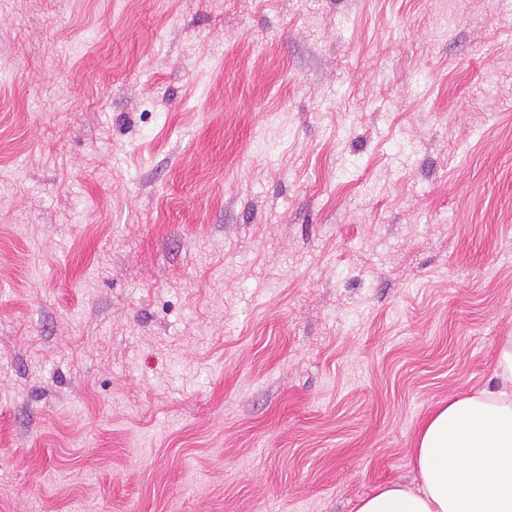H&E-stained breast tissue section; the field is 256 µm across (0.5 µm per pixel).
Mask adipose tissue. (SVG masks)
I'll return each mask as SVG.
<instances>
[{
  "mask_svg": "<svg viewBox=\"0 0 512 512\" xmlns=\"http://www.w3.org/2000/svg\"><path fill=\"white\" fill-rule=\"evenodd\" d=\"M415 484L389 483L356 512H512V335L491 386L450 398L418 432Z\"/></svg>",
  "mask_w": 512,
  "mask_h": 512,
  "instance_id": "adipose-tissue-1",
  "label": "adipose tissue"
}]
</instances>
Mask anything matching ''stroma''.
Listing matches in <instances>:
<instances>
[{
  "label": "stroma",
  "instance_id": "1",
  "mask_svg": "<svg viewBox=\"0 0 512 512\" xmlns=\"http://www.w3.org/2000/svg\"><path fill=\"white\" fill-rule=\"evenodd\" d=\"M511 332L496 0H0V512H355Z\"/></svg>",
  "mask_w": 512,
  "mask_h": 512
}]
</instances>
